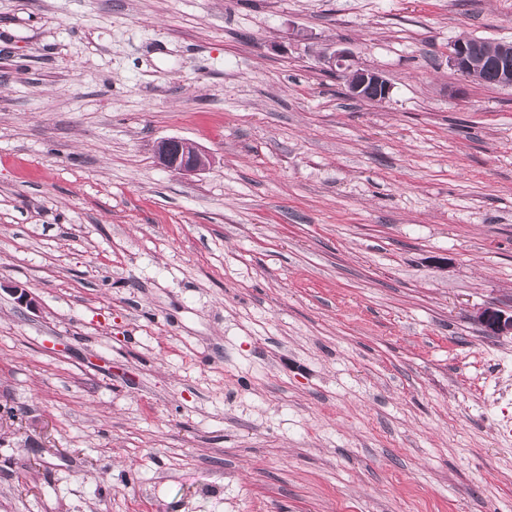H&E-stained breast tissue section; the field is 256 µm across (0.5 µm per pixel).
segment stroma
<instances>
[{"label":"stroma","instance_id":"1","mask_svg":"<svg viewBox=\"0 0 512 512\" xmlns=\"http://www.w3.org/2000/svg\"><path fill=\"white\" fill-rule=\"evenodd\" d=\"M460 37L512 0H0V512H512V89ZM479 42L466 38L454 40L449 47L448 62L453 69L472 81H479L480 75L473 67L476 56L482 52ZM329 70L341 72L346 78L347 94L356 99H367L370 93L373 101H383L390 94V84L379 72L353 65L352 56L346 51H336L325 60ZM157 163L177 174H196L211 163L210 156L198 145L186 139L164 138L154 146ZM474 320L487 336H512V314L507 315L494 306L480 308Z\"/></svg>","mask_w":512,"mask_h":512}]
</instances>
